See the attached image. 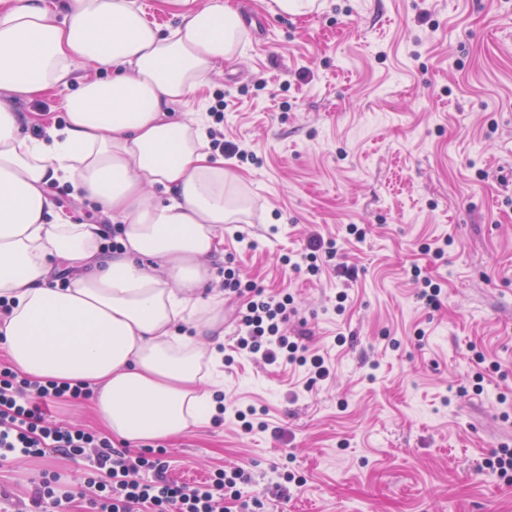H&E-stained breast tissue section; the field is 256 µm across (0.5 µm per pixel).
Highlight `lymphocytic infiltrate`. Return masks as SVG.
I'll use <instances>...</instances> for the list:
<instances>
[{"label":"lymphocytic infiltrate","mask_w":512,"mask_h":512,"mask_svg":"<svg viewBox=\"0 0 512 512\" xmlns=\"http://www.w3.org/2000/svg\"><path fill=\"white\" fill-rule=\"evenodd\" d=\"M224 292L250 296L239 311L237 349L268 365L304 367L311 385L329 377L324 358L284 329L292 303L289 295L265 294L256 285L242 283L230 267L224 270ZM90 393L89 385L81 382L40 381L0 364V460L54 455L84 459L88 468L84 512H224L228 498L244 510L261 506L259 496L242 498L241 485L251 481L243 466L220 469L199 482L174 480L167 475L162 455L117 448L97 432L61 427L48 419L51 404L85 400Z\"/></svg>","instance_id":"lymphocytic-infiltrate-1"}]
</instances>
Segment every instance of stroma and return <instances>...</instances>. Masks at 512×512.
Masks as SVG:
<instances>
[{"mask_svg":"<svg viewBox=\"0 0 512 512\" xmlns=\"http://www.w3.org/2000/svg\"><path fill=\"white\" fill-rule=\"evenodd\" d=\"M234 3L243 44L193 104H223L225 138L254 152L224 162L247 210L223 250L242 281L293 296L288 332H310L330 376L309 388L304 368L238 352L225 301L219 395L255 408L253 429L229 415L161 441L170 476L245 464L260 512H512V482L485 466L512 448V0H318L288 18ZM313 234L336 242L320 274L281 265ZM84 468L7 460L0 482L49 469L77 494ZM411 279L417 288V297L428 307H437L441 288L438 283L428 276H421V271L414 267L411 270Z\"/></svg>","mask_w":512,"mask_h":512,"instance_id":"35a3bbf8","label":"stroma"}]
</instances>
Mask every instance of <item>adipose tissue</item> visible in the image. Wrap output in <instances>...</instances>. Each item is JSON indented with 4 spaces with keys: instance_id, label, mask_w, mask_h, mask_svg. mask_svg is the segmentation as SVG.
<instances>
[{
    "instance_id": "adipose-tissue-1",
    "label": "adipose tissue",
    "mask_w": 512,
    "mask_h": 512,
    "mask_svg": "<svg viewBox=\"0 0 512 512\" xmlns=\"http://www.w3.org/2000/svg\"><path fill=\"white\" fill-rule=\"evenodd\" d=\"M160 4L179 19L166 32L138 0H0V299L12 307L0 346L19 375L88 382L100 423L128 442L216 411L224 299L204 287L218 231L239 215L224 200L237 176L204 125L168 115L237 54L239 13L229 0ZM50 92L66 123L33 136L14 104ZM55 184L119 222L117 251L107 225L62 214Z\"/></svg>"
}]
</instances>
